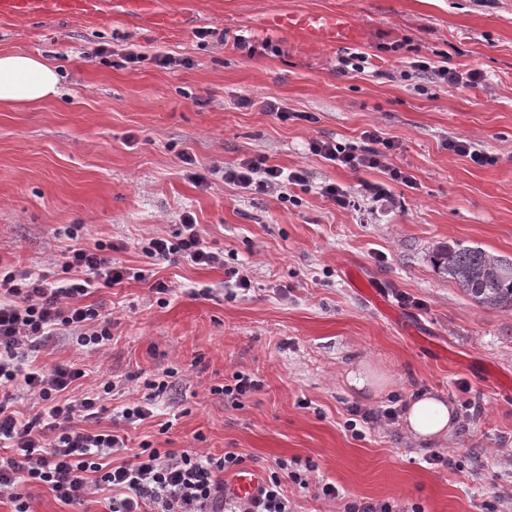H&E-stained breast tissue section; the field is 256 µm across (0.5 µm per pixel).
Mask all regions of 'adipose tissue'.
I'll list each match as a JSON object with an SVG mask.
<instances>
[{"label": "adipose tissue", "mask_w": 512, "mask_h": 512, "mask_svg": "<svg viewBox=\"0 0 512 512\" xmlns=\"http://www.w3.org/2000/svg\"><path fill=\"white\" fill-rule=\"evenodd\" d=\"M57 68L42 57L28 52L0 53V107L35 106L59 92ZM457 423L452 406L425 395L411 401L404 424L413 439H433Z\"/></svg>", "instance_id": "obj_1"}]
</instances>
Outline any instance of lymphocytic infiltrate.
<instances>
[{"mask_svg": "<svg viewBox=\"0 0 512 512\" xmlns=\"http://www.w3.org/2000/svg\"><path fill=\"white\" fill-rule=\"evenodd\" d=\"M363 136L372 141V149L359 151L331 141L311 142L309 149L353 171L384 169L390 181L413 187L415 178L409 171L387 164L394 143L375 129ZM211 176L251 195L275 190L283 198L289 188L309 183L305 168L287 172L258 155L214 168ZM179 221L173 237H143L145 255L155 261L177 257L196 266H223V252L202 238L191 212H182ZM66 234L71 244L57 261L56 275L0 267V500H9L14 512H31L24 495L31 485L46 486L57 500L74 506L83 505L92 491L109 487L119 493L110 512H294L285 484L303 486L307 479L284 462L267 474L250 499L224 495V474L246 467V457L234 451L221 456L179 453L146 443L132 459L114 463V455L126 448L125 436L112 429L89 428L88 423L103 419L104 402L115 382L108 380L80 397H68L83 370L37 364L36 354L58 330L70 331L78 345L104 353L112 339L111 323L98 305L87 303V296L101 286L146 279L149 272L132 273L116 265L111 245L78 243L72 228ZM20 398L35 406L32 416L14 409Z\"/></svg>", "mask_w": 512, "mask_h": 512, "instance_id": "1", "label": "lymphocytic infiltrate"}]
</instances>
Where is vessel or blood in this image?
I'll list each match as a JSON object with an SVG mask.
<instances>
[{
	"label": "vessel or blood",
	"instance_id": "vessel-or-blood-1",
	"mask_svg": "<svg viewBox=\"0 0 512 512\" xmlns=\"http://www.w3.org/2000/svg\"><path fill=\"white\" fill-rule=\"evenodd\" d=\"M119 2L124 12L137 16L142 23L155 29L175 25L176 14L158 11V0H0V17L26 18L55 16L67 18L105 14L112 2ZM264 26L270 31H289L307 44L338 45L358 37L352 20L341 12H288L268 15ZM263 476L259 471L245 469L224 484L227 497L244 499L253 496Z\"/></svg>",
	"mask_w": 512,
	"mask_h": 512
}]
</instances>
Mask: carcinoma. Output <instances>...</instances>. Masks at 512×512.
Returning <instances> with one entry per match:
<instances>
[{"label": "carcinoma", "instance_id": "obj_1", "mask_svg": "<svg viewBox=\"0 0 512 512\" xmlns=\"http://www.w3.org/2000/svg\"><path fill=\"white\" fill-rule=\"evenodd\" d=\"M433 263L441 277L474 302L489 308L512 309V259L464 242L436 247Z\"/></svg>", "mask_w": 512, "mask_h": 512}]
</instances>
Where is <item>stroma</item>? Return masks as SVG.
<instances>
[{
  "label": "stroma",
  "instance_id": "obj_1",
  "mask_svg": "<svg viewBox=\"0 0 512 512\" xmlns=\"http://www.w3.org/2000/svg\"><path fill=\"white\" fill-rule=\"evenodd\" d=\"M159 8L183 14L184 26L156 30L118 11L0 18V51L39 55L62 76L59 96L41 106L0 109V264L54 272L64 230L77 224L85 243L113 244L116 262L154 268L170 287L162 299L133 279L93 289L89 302L112 321L106 355L59 332L38 363L79 364V393L116 382L111 426L130 451L144 442L232 450L264 473L281 459L311 464L308 488L287 486L295 512H341L342 500L318 497L324 481L344 497L423 512H512V394L496 385L512 380V311L479 306L431 263L451 240L512 258V0H160ZM295 11L348 14L370 67L339 75L343 46H310L262 25ZM238 34L274 50L247 57L233 45ZM132 51L140 62L125 63ZM158 54L176 65L157 66ZM421 56L484 78L441 83L412 71ZM244 95L254 106H239ZM268 99L293 119L263 111ZM372 128L395 143L389 161L414 175L415 188L309 151L315 139L367 147ZM455 138L493 164L450 153ZM246 154L304 167L308 188L286 201L195 182ZM326 183L349 187L355 207L323 198ZM366 183L387 185L395 206L381 209ZM185 211L223 250L222 267L149 265L139 239L173 235ZM237 269L251 290L235 287ZM364 364L385 376L383 386L349 385ZM169 368L166 394L150 399L146 380ZM238 372L259 387L235 407L214 389ZM420 392L460 415L438 440L412 439L398 424L348 426L349 407ZM132 402L150 418L122 420ZM434 453L448 465L428 464ZM26 494L32 512H109L112 500L104 490L76 509L43 486Z\"/></svg>",
  "mask_w": 512,
  "mask_h": 512
}]
</instances>
